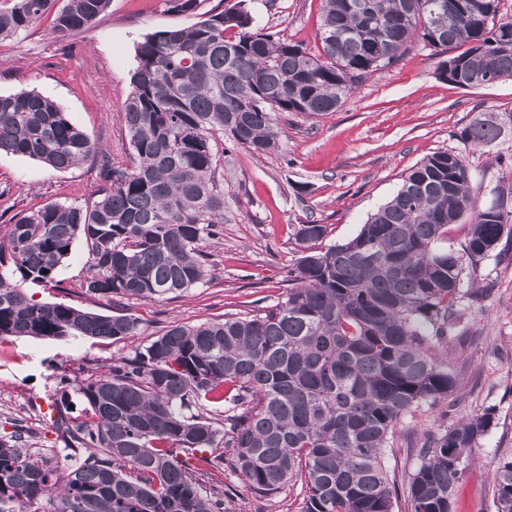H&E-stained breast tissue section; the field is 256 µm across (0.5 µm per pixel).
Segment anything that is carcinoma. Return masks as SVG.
<instances>
[{
  "label": "carcinoma",
  "mask_w": 512,
  "mask_h": 512,
  "mask_svg": "<svg viewBox=\"0 0 512 512\" xmlns=\"http://www.w3.org/2000/svg\"><path fill=\"white\" fill-rule=\"evenodd\" d=\"M110 0H66L51 34L90 26ZM54 0L0 10V40L27 31ZM501 0H324L313 53L263 32L247 0L188 28L148 34L136 47L124 106L136 163L102 156L90 206L49 202L0 237V339L136 336L140 321L42 303L22 284L59 285L74 240L91 247L82 287L112 302L163 300L209 283L207 251L224 223V139L261 156L278 147V114L334 112L368 73L396 63L415 41L440 54L447 82L477 88L512 79V17ZM501 119L460 132L496 141ZM73 168L98 152L54 101L35 90L0 94V153ZM470 216L461 250L448 227ZM323 224L295 230L293 287L243 316L173 325L91 374L74 392L84 415L54 402L64 444L32 453L0 435V512H235L224 486L199 476L229 470L258 498L305 489L298 512H395L384 465L399 420L433 409L458 386L448 344L466 335L462 288L505 237L512 189L481 206L462 158L435 152L408 170L389 201L351 239L324 248ZM491 425L490 413L442 426L414 449L407 512H452L453 494ZM488 507L512 512V455L494 474Z\"/></svg>",
  "instance_id": "cac0c4a2"
}]
</instances>
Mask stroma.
I'll return each mask as SVG.
<instances>
[{
	"instance_id": "1",
	"label": "stroma",
	"mask_w": 512,
	"mask_h": 512,
	"mask_svg": "<svg viewBox=\"0 0 512 512\" xmlns=\"http://www.w3.org/2000/svg\"><path fill=\"white\" fill-rule=\"evenodd\" d=\"M236 0H201L198 12L176 14L167 0H110L85 30L60 41L46 14L18 37L0 41V94L37 90L55 101L112 162L130 164L124 105L132 91L134 48L148 33L192 26L208 12ZM257 24L311 51L321 46L322 0H251ZM440 56L413 43L395 65L371 73L334 112L278 118L280 144L263 156L225 143L223 232L212 251L213 281L163 301L131 300L126 313L141 333L121 340H0V433L19 432L30 451L61 452L50 428L49 407L62 393L59 381L76 385L88 373L106 372L112 361L147 344L168 326H196L274 304L288 287L299 257L297 224L326 225L325 244L354 237L390 199L411 166L438 151L462 156L472 175L473 195L487 204L491 189L512 186V127L497 143L476 151L459 134L483 113L512 112V79L462 88L438 76ZM101 184L99 160L91 157L66 171L20 155L0 156V233L19 216L51 201L89 205ZM88 247L77 238L60 268V287L27 285L41 302H63L112 314L108 302L81 286ZM484 300L466 308L467 340L456 342L450 359L460 372L456 392L433 411L404 416L396 426V455L389 472L404 479L416 465L411 448L448 425L484 412L488 434L457 485L454 512H481L493 473L512 453V240L501 242L480 265L475 282Z\"/></svg>"
}]
</instances>
